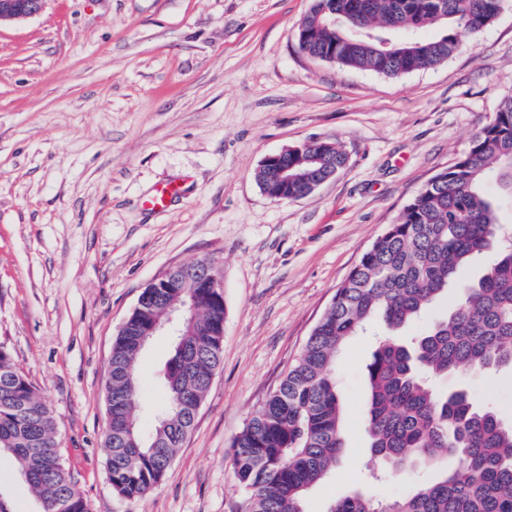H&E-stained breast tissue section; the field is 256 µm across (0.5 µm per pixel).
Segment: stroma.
<instances>
[{"label":"stroma","mask_w":512,"mask_h":512,"mask_svg":"<svg viewBox=\"0 0 512 512\" xmlns=\"http://www.w3.org/2000/svg\"><path fill=\"white\" fill-rule=\"evenodd\" d=\"M312 0H46L0 25V345L39 388L90 512H237L232 442L276 389L337 288L416 192L512 94V0L444 63L398 78L314 59L298 41ZM346 167L311 197L269 196L263 159L320 140ZM177 182L165 210L147 202ZM210 259L224 283V357L163 479L127 500L106 467L105 383L119 326L170 269ZM171 338L141 355L138 424ZM373 337L336 361L341 458L306 496L327 512L362 489L387 500L429 482L422 463L374 482L365 431ZM468 383L512 419V373ZM0 503L39 512L14 465Z\"/></svg>","instance_id":"35a3bbf8"}]
</instances>
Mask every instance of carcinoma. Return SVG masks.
I'll return each mask as SVG.
<instances>
[{"label": "carcinoma", "mask_w": 512, "mask_h": 512, "mask_svg": "<svg viewBox=\"0 0 512 512\" xmlns=\"http://www.w3.org/2000/svg\"><path fill=\"white\" fill-rule=\"evenodd\" d=\"M497 17L494 0H313L299 33L301 48L327 61L387 77L439 65ZM434 38L393 40L392 30ZM302 178L283 189L269 167L256 179L272 197L305 196L310 184L344 169L336 141L295 146L286 154ZM512 192V95L470 139L448 169L425 183L336 289L279 386L232 443L235 474L246 491L241 512H304L343 448L342 404L334 377L345 342L374 322L398 329L417 319L457 283L448 315L408 344L382 340L367 365L366 432L372 453L402 476L420 462L451 466L407 495L379 502L355 492L327 512H512V422L478 408L466 389L434 391L424 376L512 369V244L502 238L497 203L484 186ZM493 252L481 276L462 281L473 258ZM174 288L144 289L142 303L116 336L106 381L105 444L113 491L134 499L171 467L192 431L197 406L223 359L224 299L204 287V265L182 266ZM194 306L188 335L174 340L163 373L165 404L153 432L137 426L142 387L140 335L171 308ZM56 420L38 388L0 347V457L18 464L50 512H88L55 441Z\"/></svg>", "instance_id": "obj_1"}]
</instances>
